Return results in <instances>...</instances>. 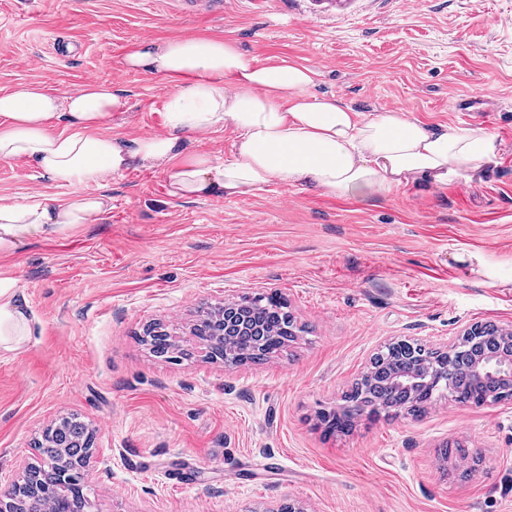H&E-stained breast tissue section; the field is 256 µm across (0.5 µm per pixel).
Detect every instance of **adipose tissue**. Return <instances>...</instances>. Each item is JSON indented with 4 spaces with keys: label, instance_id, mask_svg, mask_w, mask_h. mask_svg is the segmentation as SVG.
I'll list each match as a JSON object with an SVG mask.
<instances>
[{
    "label": "adipose tissue",
    "instance_id": "adipose-tissue-1",
    "mask_svg": "<svg viewBox=\"0 0 512 512\" xmlns=\"http://www.w3.org/2000/svg\"><path fill=\"white\" fill-rule=\"evenodd\" d=\"M121 64L174 83L161 114L163 133L132 141L104 134L127 100L102 82L65 97L33 83L0 94V160L27 161L59 184L98 187L63 202H0V252L16 250L29 236L96 223L111 201L106 184L133 166L163 172L176 197L245 195L278 185L380 199L412 180L440 186L475 177L500 155L497 134L485 127L433 128L401 109L360 115L336 95L316 93L313 69L292 60L260 63L218 36L136 41ZM60 121L69 133L56 132ZM225 128L236 139L224 162L186 149L195 135ZM28 336L18 280L1 275L0 348L20 349Z\"/></svg>",
    "mask_w": 512,
    "mask_h": 512
}]
</instances>
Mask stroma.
I'll return each instance as SVG.
<instances>
[{
  "label": "stroma",
  "instance_id": "obj_1",
  "mask_svg": "<svg viewBox=\"0 0 512 512\" xmlns=\"http://www.w3.org/2000/svg\"><path fill=\"white\" fill-rule=\"evenodd\" d=\"M0 0V94L88 80L128 101L107 131L161 132L174 92L120 64L129 43L206 32L260 62L287 58L360 114L404 109L430 126L481 125L501 159L474 179L410 182L384 200L275 185L239 197L174 198L132 168L112 208L65 235L0 253L26 301L30 337L0 349V493L61 417L96 432L94 512H512V400H440L418 418H360L328 435L372 355L397 339L442 346L468 323L512 325V0ZM21 160H0V199L67 200ZM480 253L496 282L459 263ZM274 296L304 333L278 356L224 366L191 345L202 310ZM158 322L189 355L154 356ZM462 445L465 456L445 455Z\"/></svg>",
  "mask_w": 512,
  "mask_h": 512
}]
</instances>
